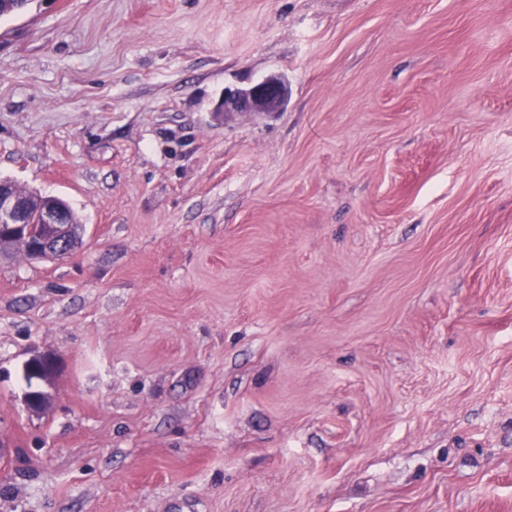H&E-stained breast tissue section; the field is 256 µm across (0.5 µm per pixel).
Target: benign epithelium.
<instances>
[{
  "label": "benign epithelium",
  "instance_id": "7a95c632",
  "mask_svg": "<svg viewBox=\"0 0 512 512\" xmlns=\"http://www.w3.org/2000/svg\"><path fill=\"white\" fill-rule=\"evenodd\" d=\"M288 101V82L280 75H269L243 88H227L214 111L228 117L244 112H280ZM43 224L46 231L39 242L30 245L31 257L61 256L66 246L68 210L54 201L44 202L31 219L28 196L14 191L11 182L0 179V233H18L30 223Z\"/></svg>",
  "mask_w": 512,
  "mask_h": 512
}]
</instances>
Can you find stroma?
I'll list each match as a JSON object with an SVG mask.
<instances>
[{"label": "stroma", "mask_w": 512, "mask_h": 512, "mask_svg": "<svg viewBox=\"0 0 512 512\" xmlns=\"http://www.w3.org/2000/svg\"><path fill=\"white\" fill-rule=\"evenodd\" d=\"M0 179V512H512V0H32ZM288 101V82L281 75H269L243 88H225L214 110L228 116L244 112H281ZM36 197L39 196L32 194V219L38 208ZM32 219L28 196L15 192L10 181L0 179V235L1 232L18 233L28 224V235L32 241L42 236V224H45L46 231L39 243L30 245V258L62 257V249L66 246L65 234L71 224L68 221V210L53 200L45 201L36 219Z\"/></svg>", "instance_id": "1"}]
</instances>
